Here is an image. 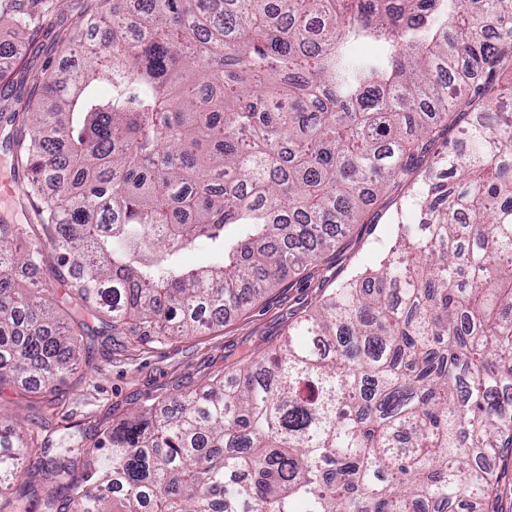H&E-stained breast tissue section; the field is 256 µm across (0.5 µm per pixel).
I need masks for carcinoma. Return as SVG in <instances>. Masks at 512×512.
I'll return each mask as SVG.
<instances>
[{
    "mask_svg": "<svg viewBox=\"0 0 512 512\" xmlns=\"http://www.w3.org/2000/svg\"><path fill=\"white\" fill-rule=\"evenodd\" d=\"M43 2L0 0V28L33 34ZM80 27L104 42L77 77L0 113L32 215L0 221V383L53 389L90 319L144 341L211 327L317 261L390 182L420 183V221L274 353L91 447L39 446L0 412V512H498L512 0H112ZM363 40L382 52L357 55ZM202 242L216 262L178 263Z\"/></svg>",
    "mask_w": 512,
    "mask_h": 512,
    "instance_id": "1",
    "label": "carcinoma"
}]
</instances>
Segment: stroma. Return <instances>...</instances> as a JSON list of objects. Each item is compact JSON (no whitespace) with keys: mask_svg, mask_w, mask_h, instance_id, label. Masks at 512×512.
Wrapping results in <instances>:
<instances>
[{"mask_svg":"<svg viewBox=\"0 0 512 512\" xmlns=\"http://www.w3.org/2000/svg\"><path fill=\"white\" fill-rule=\"evenodd\" d=\"M86 0H65L49 12L31 37L0 30V46L9 50L6 77L0 80V111L35 95L34 77L60 72L70 54L65 35L84 47L89 35L79 29ZM410 187L390 188L386 206L360 224L351 225L336 247L301 274L265 293L251 306L225 315L210 330L161 342H140L123 330L112 336L89 332L81 338V367L56 391L35 385H0V411L29 428L49 425L52 436L100 427L153 400L173 397L218 376H231L248 353L274 351L291 326L358 269L374 267L388 240L390 218L409 210Z\"/></svg>","mask_w":512,"mask_h":512,"instance_id":"stroma-1","label":"stroma"}]
</instances>
